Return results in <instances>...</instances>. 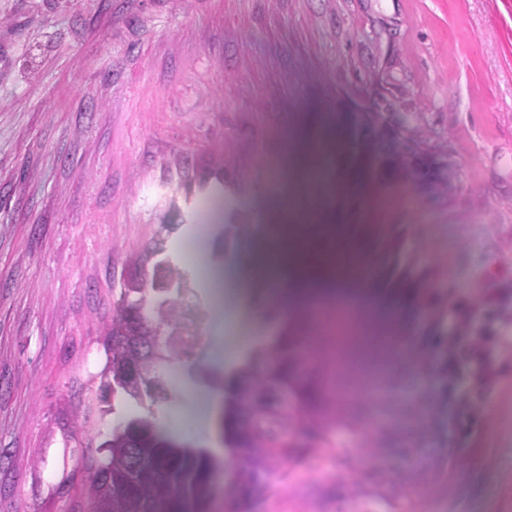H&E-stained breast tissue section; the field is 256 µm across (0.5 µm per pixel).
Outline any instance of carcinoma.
<instances>
[{
    "mask_svg": "<svg viewBox=\"0 0 512 512\" xmlns=\"http://www.w3.org/2000/svg\"><path fill=\"white\" fill-rule=\"evenodd\" d=\"M272 329L261 343L242 358L228 384L232 393L224 398L218 435L225 448L235 449L237 465L231 474L238 497L258 500L269 489L273 469L298 467L306 461L317 466L334 459L347 463L344 442L336 435L342 429L351 437L363 434L361 418L355 413L337 417L336 428L326 420L329 398L325 371L304 356L306 337L293 334L295 318L274 308L269 312ZM120 324L112 323V378L122 372L130 354L132 337L119 333ZM140 359L149 364L152 375L144 393L118 390L112 397L140 401L161 395V370L169 362L166 341L149 335L140 342ZM306 388L314 412V422L303 421L300 437L317 439L323 454L310 456L306 449L288 444V422L294 419L289 404H298L296 393L288 388V369ZM220 457L209 449L189 448L170 436L159 434V425L148 418L132 416L112 427V480L104 486L94 483L89 496L108 509L107 499L122 500L129 470L145 467L154 472L156 484L147 499L129 503L125 512H207L218 492L215 481Z\"/></svg>",
    "mask_w": 512,
    "mask_h": 512,
    "instance_id": "obj_1",
    "label": "carcinoma"
}]
</instances>
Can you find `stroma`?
<instances>
[{
	"instance_id": "obj_1",
	"label": "stroma",
	"mask_w": 512,
	"mask_h": 512,
	"mask_svg": "<svg viewBox=\"0 0 512 512\" xmlns=\"http://www.w3.org/2000/svg\"><path fill=\"white\" fill-rule=\"evenodd\" d=\"M237 80H223L225 71ZM373 112L381 126H362ZM402 126L429 160L416 190L371 162ZM230 190L219 189L225 158ZM324 172L322 209L357 227L365 287L327 301L371 415L353 442L364 483L387 435L419 447L367 512H512V355L472 396L449 324L512 337V0H0V512H85L81 461L115 415L94 398L105 329L126 280L155 259L184 304L213 307L192 254L237 266L266 245L270 193ZM405 230L393 287L379 246ZM270 296L237 292L236 338L172 364L154 411L169 434L217 449L195 397L262 334ZM447 337L427 387L429 433L408 435L401 388L418 370L395 344ZM336 504V464L271 477L251 512H358Z\"/></svg>"
}]
</instances>
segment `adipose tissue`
<instances>
[{"label": "adipose tissue", "instance_id": "obj_1", "mask_svg": "<svg viewBox=\"0 0 512 512\" xmlns=\"http://www.w3.org/2000/svg\"><path fill=\"white\" fill-rule=\"evenodd\" d=\"M314 201L311 193L268 201L278 225L257 259V281L274 298L291 294L300 299L314 289L332 294L361 281L360 255L344 231L336 233L335 252L312 250L325 231L324 225L306 221Z\"/></svg>", "mask_w": 512, "mask_h": 512}]
</instances>
